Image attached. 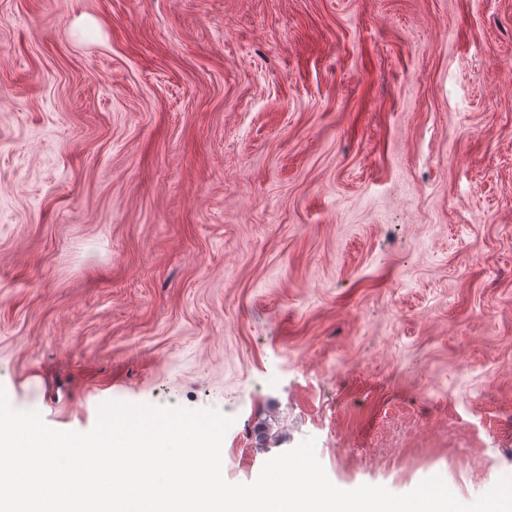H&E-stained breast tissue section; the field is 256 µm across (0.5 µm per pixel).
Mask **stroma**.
<instances>
[{
    "mask_svg": "<svg viewBox=\"0 0 512 512\" xmlns=\"http://www.w3.org/2000/svg\"><path fill=\"white\" fill-rule=\"evenodd\" d=\"M0 389L512 477V0H0Z\"/></svg>",
    "mask_w": 512,
    "mask_h": 512,
    "instance_id": "1",
    "label": "stroma"
}]
</instances>
